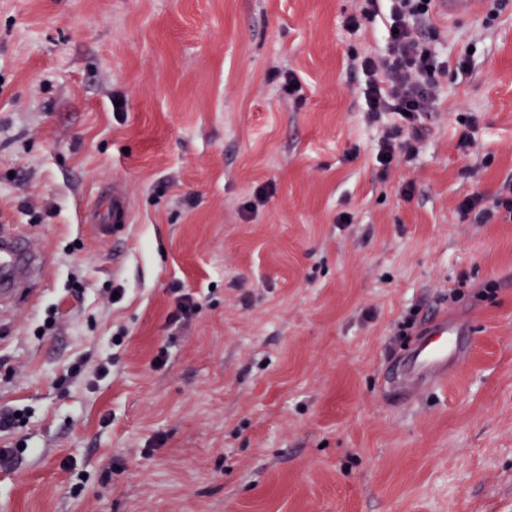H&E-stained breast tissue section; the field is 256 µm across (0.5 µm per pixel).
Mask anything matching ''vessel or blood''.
Returning a JSON list of instances; mask_svg holds the SVG:
<instances>
[{"label": "vessel or blood", "instance_id": "obj_1", "mask_svg": "<svg viewBox=\"0 0 512 512\" xmlns=\"http://www.w3.org/2000/svg\"><path fill=\"white\" fill-rule=\"evenodd\" d=\"M487 3L488 0H435L437 18L450 24L461 18L476 17L485 12ZM110 202L105 214L92 210L87 213V220L104 225L128 223L126 194L121 189H113ZM42 264V257L35 251L19 253L13 231L0 228V288L13 280L18 267H25L30 272ZM465 330L464 323L444 316L432 320L424 331L423 341L398 360L391 381L394 392L411 398L445 384L469 354V345L463 339Z\"/></svg>", "mask_w": 512, "mask_h": 512}]
</instances>
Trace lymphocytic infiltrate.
I'll return each mask as SVG.
<instances>
[{
    "mask_svg": "<svg viewBox=\"0 0 512 512\" xmlns=\"http://www.w3.org/2000/svg\"><path fill=\"white\" fill-rule=\"evenodd\" d=\"M383 8L389 13L385 51L352 57L351 67L364 75L361 93L368 112L377 119L395 118L382 129L379 140L377 161L386 169L397 150L423 138V120L436 103L434 77L445 65L431 42L434 0H360L357 13L346 23L347 31L358 32L362 20Z\"/></svg>",
    "mask_w": 512,
    "mask_h": 512,
    "instance_id": "f902f5d3",
    "label": "lymphocytic infiltrate"
}]
</instances>
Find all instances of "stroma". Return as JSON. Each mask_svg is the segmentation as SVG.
<instances>
[{"label":"stroma","instance_id":"obj_1","mask_svg":"<svg viewBox=\"0 0 512 512\" xmlns=\"http://www.w3.org/2000/svg\"><path fill=\"white\" fill-rule=\"evenodd\" d=\"M355 11L0 0V225L45 257L0 302V512H512V222L458 210L512 186V0L437 28L430 133L386 173L349 67L386 20ZM434 314L470 352L404 410L380 371ZM109 197L111 206L102 217H99L95 210H90L86 215V219L98 224H104L105 226L102 228L104 232L112 228V234H114L120 227L118 224L129 223V204L126 194L114 185Z\"/></svg>","mask_w":512,"mask_h":512}]
</instances>
